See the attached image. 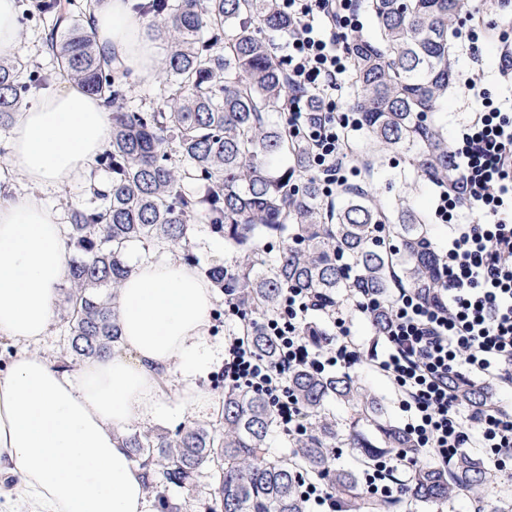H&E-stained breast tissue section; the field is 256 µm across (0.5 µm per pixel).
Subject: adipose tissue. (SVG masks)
<instances>
[{
  "label": "adipose tissue",
  "instance_id": "obj_1",
  "mask_svg": "<svg viewBox=\"0 0 512 512\" xmlns=\"http://www.w3.org/2000/svg\"><path fill=\"white\" fill-rule=\"evenodd\" d=\"M148 0H102L90 25L103 52L138 84L157 47L143 40ZM112 108L74 85L33 92L4 143L25 188L0 197V336L40 342L67 278L64 226L37 189L91 178L110 144ZM216 296L195 269L172 260L141 262L117 300L121 353L86 362L77 374L20 353L0 375V474L6 500L28 512H154L140 469L119 435L130 422L167 418L174 389L183 412L203 403L196 381L224 357L210 338Z\"/></svg>",
  "mask_w": 512,
  "mask_h": 512
}]
</instances>
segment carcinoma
Returning a JSON list of instances; mask_svg holds the SVG:
<instances>
[{"mask_svg":"<svg viewBox=\"0 0 512 512\" xmlns=\"http://www.w3.org/2000/svg\"><path fill=\"white\" fill-rule=\"evenodd\" d=\"M101 0H38L43 52L57 75L113 104L125 86L87 29V14ZM375 34L346 44L351 64L356 128H343L355 179L336 198L324 195L310 170L305 139L286 124L291 90L274 44L257 35L288 31L276 0H152L166 43L158 83L165 107L112 113L111 147L97 161L111 190L94 204L71 210L68 248V343L59 368L72 358L99 357L118 345V290L133 272L132 247L164 246L194 263L190 226L201 219L224 239L230 258L204 275L238 312L232 334L247 339L263 360L279 357V340L264 323L282 312L284 293L300 289L332 311L364 294L380 300L370 320L381 336L395 318L392 288H439L437 257L428 247L427 217L401 196L383 203L370 180L387 154L405 166L393 176L450 185L454 179L445 128L433 119L456 79L453 48L457 21L469 0H369ZM16 55L0 57V131L25 101L30 78ZM367 145L361 146L360 140ZM310 341L325 348L326 331L312 322ZM288 386L306 418L307 431L290 438L289 454L271 446L280 421L265 395L247 387L224 388L215 420L169 433L122 436L149 492L175 489L182 498L158 496L160 512H188L201 471L210 470L220 512H308L304 484L326 479L341 512H415L438 507L494 482V472L466 453L448 465L406 472V497L380 504L363 487L365 471L380 458L407 448L410 436L386 417L376 394L349 373L309 368L290 372ZM448 386L464 408L492 406L487 386L452 376ZM351 410L344 428L328 402ZM372 429L367 437L363 427ZM362 449L352 466L339 448ZM478 512H512V499L476 500Z\"/></svg>","mask_w":512,"mask_h":512,"instance_id":"carcinoma-1","label":"carcinoma"}]
</instances>
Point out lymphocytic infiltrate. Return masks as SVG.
Here are the masks:
<instances>
[{
  "label": "lymphocytic infiltrate",
  "mask_w": 512,
  "mask_h": 512,
  "mask_svg": "<svg viewBox=\"0 0 512 512\" xmlns=\"http://www.w3.org/2000/svg\"><path fill=\"white\" fill-rule=\"evenodd\" d=\"M287 13L288 125L310 145L313 171L324 177L326 195L336 192L347 155L337 130L350 122L340 111L336 92L345 81L344 48L359 23L354 0H278ZM474 103L458 145L451 151L456 177L453 191H440L436 218L449 227L448 245L439 249L441 301L431 303L399 290L396 316L387 334L388 350L375 366L402 392L405 428L415 442L380 462L366 478L367 491L380 500L399 497L405 484L393 470L413 468L421 458L448 463L473 442L489 449L498 468L512 465V410L496 404L474 414L458 406L448 378L468 364L490 380L512 384V101L493 98L476 79L465 81ZM475 220L458 223L460 212ZM316 306L313 298L291 288L283 311L267 327L281 344L277 366L256 356L234 338L224 356L226 385L264 394L289 434L306 431L288 374L307 367L324 373L360 363L358 345L343 312L331 313L336 351L323 353L299 333Z\"/></svg>",
  "instance_id": "obj_1"
}]
</instances>
